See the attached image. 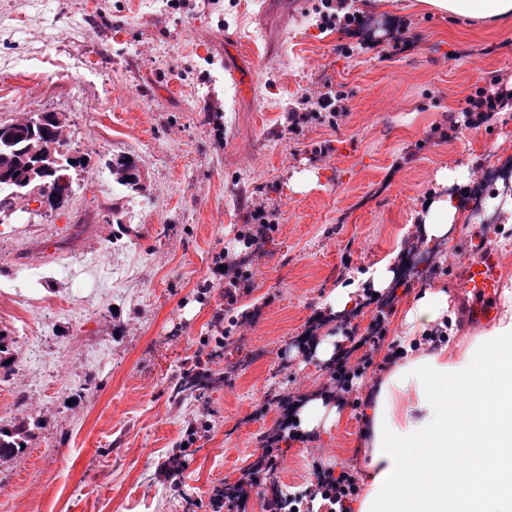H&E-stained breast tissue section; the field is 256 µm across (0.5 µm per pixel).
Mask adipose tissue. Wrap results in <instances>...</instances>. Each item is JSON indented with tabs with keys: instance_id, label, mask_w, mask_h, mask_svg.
<instances>
[{
	"instance_id": "adipose-tissue-1",
	"label": "adipose tissue",
	"mask_w": 512,
	"mask_h": 512,
	"mask_svg": "<svg viewBox=\"0 0 512 512\" xmlns=\"http://www.w3.org/2000/svg\"><path fill=\"white\" fill-rule=\"evenodd\" d=\"M440 12L474 19H512V0H425ZM439 190L417 214L422 236L446 239L459 199L456 172L444 171ZM381 264L362 281L338 289L343 313L370 293L391 287ZM490 331L457 351L420 349L424 333L444 327L450 298L429 287L411 302L402 326L405 354L366 393L361 407L367 478L345 512H512V290ZM456 451L459 465L448 463Z\"/></svg>"
}]
</instances>
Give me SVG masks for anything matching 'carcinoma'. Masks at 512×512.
<instances>
[{
    "label": "carcinoma",
    "instance_id": "1",
    "mask_svg": "<svg viewBox=\"0 0 512 512\" xmlns=\"http://www.w3.org/2000/svg\"><path fill=\"white\" fill-rule=\"evenodd\" d=\"M65 127L66 123L60 115L52 112L46 125L24 136L7 138L0 132V191L14 186L57 190L65 182L68 192L61 202L54 205L56 209L61 207L73 192L71 171L83 165L80 156L73 163L65 159L59 164L46 159L52 143L61 148H69L63 134ZM109 168L119 183L133 190L139 189L140 182L132 174L136 166L130 159L121 157L111 162ZM26 433V427L22 424L10 431L0 429V458L10 456L22 448Z\"/></svg>",
    "mask_w": 512,
    "mask_h": 512
}]
</instances>
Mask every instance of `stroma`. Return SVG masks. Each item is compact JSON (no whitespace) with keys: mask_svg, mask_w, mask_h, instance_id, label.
<instances>
[{"mask_svg":"<svg viewBox=\"0 0 512 512\" xmlns=\"http://www.w3.org/2000/svg\"><path fill=\"white\" fill-rule=\"evenodd\" d=\"M63 2L37 11L0 0V124L60 113L86 161L63 207L0 224V282L42 274L0 293V428L25 420L32 431L0 459V512H212L213 488L239 482L296 401L332 390L331 364L312 352L319 340L359 342L382 361L400 343L405 307L428 287L455 291L453 270L481 244L498 250L512 286V224L463 214L449 239L428 242L415 222L440 172L512 162V111L446 142L429 135L476 87L512 84V21L353 0L355 37L322 26L324 0ZM228 36L244 92L224 65ZM309 90L343 96L339 128L287 132L288 110ZM321 141L330 152L318 158ZM121 156L141 190L101 180ZM254 201L280 212L242 299L261 314L225 346L211 386L175 394L224 302L215 260ZM427 252L431 275L396 278L380 304L331 313L336 288ZM61 267L83 288L57 278ZM381 304L387 335L376 346L366 337ZM363 394L342 393L340 424L281 441L278 470L238 512H263L286 489L308 495L318 467L364 479ZM200 417L208 435L164 479Z\"/></svg>","mask_w":512,"mask_h":512,"instance_id":"obj_1","label":"stroma"}]
</instances>
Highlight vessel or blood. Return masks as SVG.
I'll return each instance as SVG.
<instances>
[{"instance_id":"vessel-or-blood-1","label":"vessel or blood","mask_w":512,"mask_h":512,"mask_svg":"<svg viewBox=\"0 0 512 512\" xmlns=\"http://www.w3.org/2000/svg\"><path fill=\"white\" fill-rule=\"evenodd\" d=\"M501 265L500 253L496 249L486 248L462 270L459 285L467 323L482 326L495 318V298L501 287Z\"/></svg>"}]
</instances>
